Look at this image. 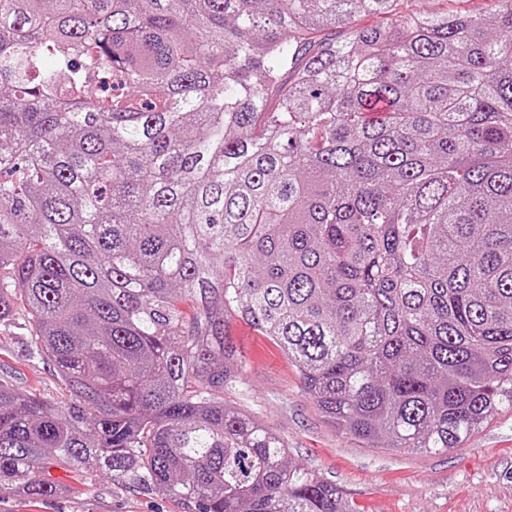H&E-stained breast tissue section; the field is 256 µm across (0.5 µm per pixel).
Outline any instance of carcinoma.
Returning <instances> with one entry per match:
<instances>
[{
	"instance_id": "cac0c4a2",
	"label": "carcinoma",
	"mask_w": 512,
	"mask_h": 512,
	"mask_svg": "<svg viewBox=\"0 0 512 512\" xmlns=\"http://www.w3.org/2000/svg\"><path fill=\"white\" fill-rule=\"evenodd\" d=\"M0 0V496L356 512L227 403L237 318L361 448L512 408V0ZM383 21L361 25L362 16ZM340 30L329 38L328 30ZM27 330H5L0 333V376L8 377L19 389L40 394L41 397L59 401L61 385L52 368L43 360L28 355Z\"/></svg>"
}]
</instances>
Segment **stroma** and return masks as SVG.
<instances>
[{"mask_svg": "<svg viewBox=\"0 0 512 512\" xmlns=\"http://www.w3.org/2000/svg\"><path fill=\"white\" fill-rule=\"evenodd\" d=\"M230 333L249 392L232 388L226 399L253 408L262 423L287 437L291 459L333 481L357 512H512V409L493 412L459 448H362L324 421L273 341L239 320ZM0 376L51 401L63 394L53 370L29 355L22 329L0 333ZM72 485L69 495L47 501L0 497V512H181L171 500L101 475Z\"/></svg>", "mask_w": 512, "mask_h": 512, "instance_id": "obj_1", "label": "stroma"}]
</instances>
